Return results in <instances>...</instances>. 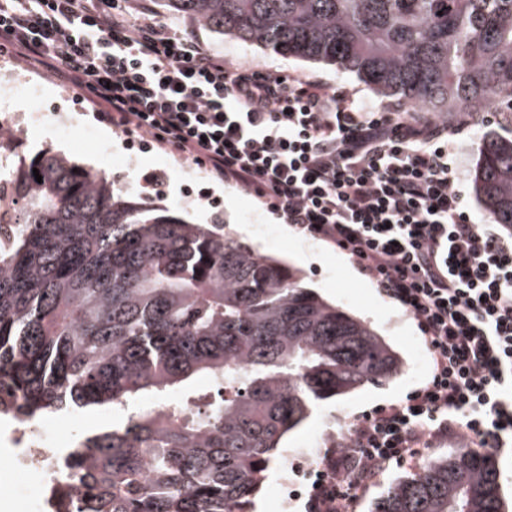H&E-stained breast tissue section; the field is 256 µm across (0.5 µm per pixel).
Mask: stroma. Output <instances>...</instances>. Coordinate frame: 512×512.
Returning a JSON list of instances; mask_svg holds the SVG:
<instances>
[{"label": "stroma", "mask_w": 512, "mask_h": 512, "mask_svg": "<svg viewBox=\"0 0 512 512\" xmlns=\"http://www.w3.org/2000/svg\"><path fill=\"white\" fill-rule=\"evenodd\" d=\"M151 7L154 21L161 24L178 22L182 29L195 34L204 48L223 55L231 65L293 71L321 79L362 99L371 101L375 98L374 93L354 75L334 66L296 57L285 58L221 35L190 19H175L161 0H153ZM29 80L39 85L44 99L62 101L68 108L70 133L64 136L57 132L54 113H41L38 122L43 132L40 137L27 133L18 135L15 146L20 155L31 158L39 151L49 149L78 165L107 170L114 183L124 184L126 193L143 199L154 208L173 211L188 223L231 225L236 240L297 270L304 287L350 316L367 322L397 353L402 361L400 373L322 401L298 427L288 432L281 446L290 456H300L314 437L342 436L365 414L405 400L428 380L430 357L416 322L385 297L346 254L322 241L298 235L271 214L251 192L211 181L201 166L187 162L174 150L153 146L138 152V162L133 169H105L102 161L105 152L125 156L129 149L119 130L96 120L95 114L101 111V104L77 91H66L53 77L33 73ZM439 122L463 129L457 138L459 187L468 210L477 222H484V209L473 184L474 167L488 136H512V111L503 107L490 115L482 111L443 116ZM155 170L165 172L163 186L142 180V173ZM121 419V413L109 408L65 411L53 422L52 430L60 439H78L111 428ZM478 448L477 441L468 435L431 442L415 459L390 465L360 497L355 512H372L376 501L392 485L419 472L428 461Z\"/></svg>", "instance_id": "stroma-1"}]
</instances>
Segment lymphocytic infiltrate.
Returning a JSON list of instances; mask_svg holds the SVG:
<instances>
[{
	"instance_id": "obj_1",
	"label": "lymphocytic infiltrate",
	"mask_w": 512,
	"mask_h": 512,
	"mask_svg": "<svg viewBox=\"0 0 512 512\" xmlns=\"http://www.w3.org/2000/svg\"><path fill=\"white\" fill-rule=\"evenodd\" d=\"M1 53L336 246L416 321L429 381L337 440L305 512H353L431 438L512 447V239L472 220L447 133L313 77L229 65L191 35L108 14L104 0H0Z\"/></svg>"
}]
</instances>
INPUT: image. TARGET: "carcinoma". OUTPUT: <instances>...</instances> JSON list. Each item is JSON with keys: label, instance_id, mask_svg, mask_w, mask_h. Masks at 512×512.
<instances>
[{"label": "carcinoma", "instance_id": "obj_1", "mask_svg": "<svg viewBox=\"0 0 512 512\" xmlns=\"http://www.w3.org/2000/svg\"><path fill=\"white\" fill-rule=\"evenodd\" d=\"M162 2L242 43L348 69L408 112H479L512 89V0ZM14 160L0 181V414L127 413L78 441L65 512H252L311 407L398 373L368 323L228 225L143 205L53 151ZM474 187L488 220L512 229V137L486 138ZM198 375L215 393L194 388ZM143 399L163 413L130 410ZM373 512H501L497 471L485 454H450Z\"/></svg>", "mask_w": 512, "mask_h": 512}]
</instances>
